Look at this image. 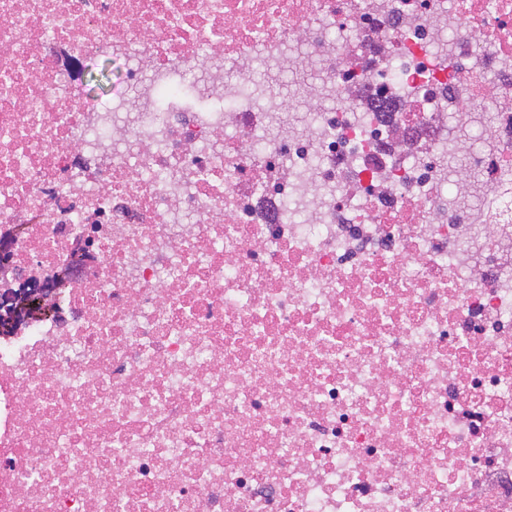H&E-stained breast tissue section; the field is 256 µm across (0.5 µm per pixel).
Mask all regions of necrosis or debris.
<instances>
[{"label":"necrosis or debris","mask_w":512,"mask_h":512,"mask_svg":"<svg viewBox=\"0 0 512 512\" xmlns=\"http://www.w3.org/2000/svg\"><path fill=\"white\" fill-rule=\"evenodd\" d=\"M506 224L512 0H0V512H512ZM104 65L108 69L110 81L107 82V81L103 80L104 90L101 91V90L97 89L94 93H92L94 95L99 96L98 99H102V100H105L108 98L109 94L112 91V86L120 80L121 69L119 68V66L117 64L114 65V62L112 63V61H110L108 59H104V57H102L100 61L96 62L91 67L86 69V72H85V81L87 82L88 88H89L90 86L93 85V83L90 82L91 73L98 75L100 69ZM86 258V251L76 257V259L66 267L48 276L45 286L40 285L38 288H51L49 294H42L40 296V303L43 307L51 306L60 297V290L68 287L72 281L71 266L83 262ZM69 288V287H68ZM45 307V308H48Z\"/></svg>","instance_id":"1"}]
</instances>
